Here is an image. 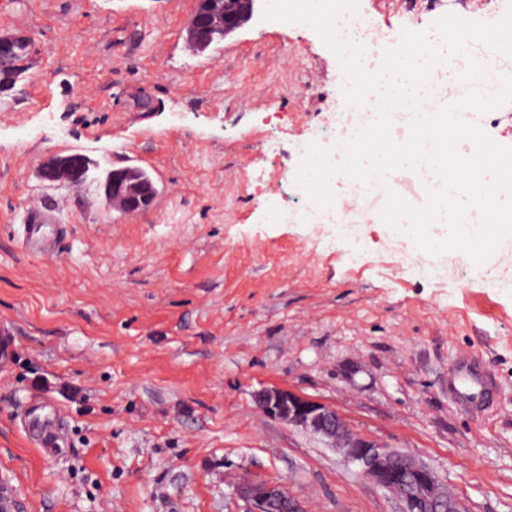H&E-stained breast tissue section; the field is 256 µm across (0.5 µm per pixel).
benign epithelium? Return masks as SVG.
<instances>
[{"label": "benign epithelium", "instance_id": "benign-epithelium-1", "mask_svg": "<svg viewBox=\"0 0 512 512\" xmlns=\"http://www.w3.org/2000/svg\"><path fill=\"white\" fill-rule=\"evenodd\" d=\"M208 10L195 12L189 33L197 32L207 40L213 30L228 37L241 29L253 16L255 0H209ZM26 38L23 33H0V58L10 55L15 44ZM87 157L82 154L55 156L44 161L40 176L48 182L66 172L70 184L83 183ZM107 202L122 199L125 213H134L152 200V194L133 179L110 178L104 186ZM258 407L268 415L309 431L341 453L344 459L361 469L364 476L393 494L401 503L400 512H468L457 496L437 494L440 482L435 471L412 456L387 448L352 430L338 413L316 401L291 391L265 389L257 393ZM241 498L251 504L249 512H299L296 500L280 485L246 481L238 488Z\"/></svg>", "mask_w": 512, "mask_h": 512}]
</instances>
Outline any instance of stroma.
Returning <instances> with one entry per match:
<instances>
[{"label":"stroma","instance_id":"35a3bbf8","mask_svg":"<svg viewBox=\"0 0 512 512\" xmlns=\"http://www.w3.org/2000/svg\"><path fill=\"white\" fill-rule=\"evenodd\" d=\"M195 0H0V32L32 40L0 92V489L20 512H247L245 481L284 486L302 512H399L398 499L321 438L265 414L258 391L324 403L351 429L427 463L469 512H512V289L498 262L450 252L449 276L388 249L375 196L347 253L327 224H284L298 144L346 111L317 33L252 19L202 54ZM375 34L432 31L481 0H360ZM136 153L157 187L122 214L100 181ZM81 153L87 182L41 179ZM67 225L63 261L20 251L30 198ZM472 368L468 403L450 386ZM64 408L70 445L26 434L31 403Z\"/></svg>","mask_w":512,"mask_h":512}]
</instances>
